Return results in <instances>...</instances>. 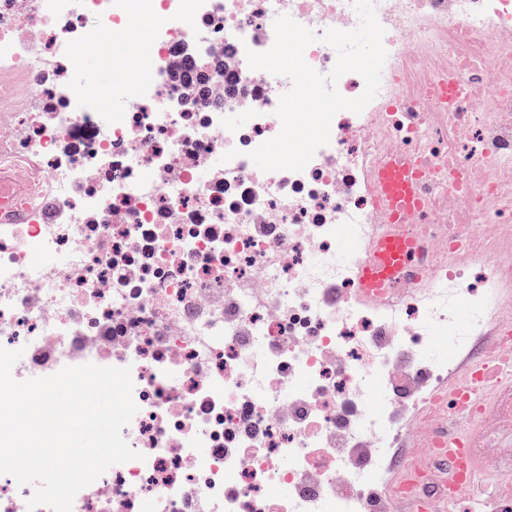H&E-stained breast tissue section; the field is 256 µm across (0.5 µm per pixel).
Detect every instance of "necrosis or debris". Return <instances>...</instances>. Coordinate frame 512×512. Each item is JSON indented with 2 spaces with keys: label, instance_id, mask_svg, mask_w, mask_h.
I'll return each mask as SVG.
<instances>
[{
  "label": "necrosis or debris",
  "instance_id": "obj_1",
  "mask_svg": "<svg viewBox=\"0 0 512 512\" xmlns=\"http://www.w3.org/2000/svg\"><path fill=\"white\" fill-rule=\"evenodd\" d=\"M375 6L377 96L334 116L303 171L264 172L248 153L279 133L291 82L247 51L283 14L354 29L351 0H161L121 112L69 73L93 31L135 28L125 0H0V184L22 185L0 213L26 206L0 216V346L21 350L18 381L130 368L138 406L122 435L140 459L72 512H389L430 486L414 451L465 421L489 454L444 512H512V0ZM393 156L414 162L412 260L372 301L359 271L390 230L376 176ZM461 356L476 374L458 396ZM396 456L404 492L374 477Z\"/></svg>",
  "mask_w": 512,
  "mask_h": 512
}]
</instances>
